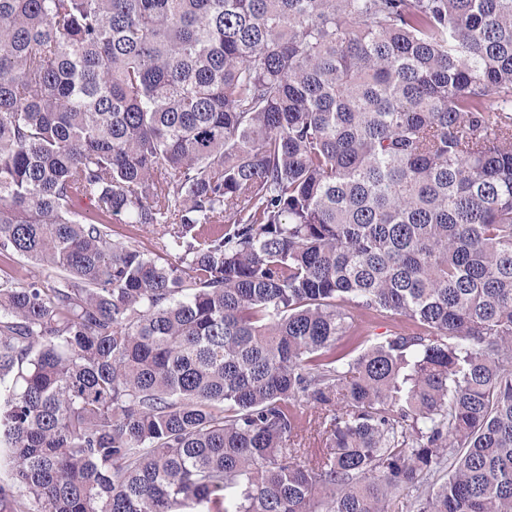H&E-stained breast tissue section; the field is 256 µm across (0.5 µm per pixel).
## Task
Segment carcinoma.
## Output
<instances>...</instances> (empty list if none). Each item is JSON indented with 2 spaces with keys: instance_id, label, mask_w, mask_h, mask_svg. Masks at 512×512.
<instances>
[{
  "instance_id": "obj_1",
  "label": "carcinoma",
  "mask_w": 512,
  "mask_h": 512,
  "mask_svg": "<svg viewBox=\"0 0 512 512\" xmlns=\"http://www.w3.org/2000/svg\"><path fill=\"white\" fill-rule=\"evenodd\" d=\"M0 255V512H512V0H0ZM108 227L112 239L123 242L135 241L146 253L162 254L158 244L161 236L159 226L127 224V220L123 218L121 221H113Z\"/></svg>"
}]
</instances>
